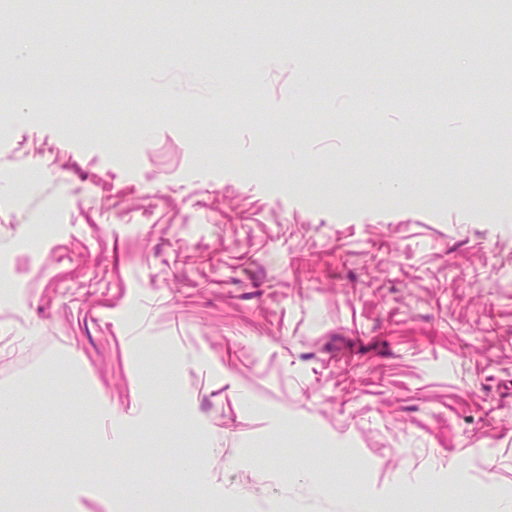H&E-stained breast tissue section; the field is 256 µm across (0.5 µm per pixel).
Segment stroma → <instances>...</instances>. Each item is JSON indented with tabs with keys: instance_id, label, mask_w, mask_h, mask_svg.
<instances>
[{
	"instance_id": "35a3bbf8",
	"label": "stroma",
	"mask_w": 512,
	"mask_h": 512,
	"mask_svg": "<svg viewBox=\"0 0 512 512\" xmlns=\"http://www.w3.org/2000/svg\"><path fill=\"white\" fill-rule=\"evenodd\" d=\"M227 42L174 0L43 37L48 65L0 92L100 82L139 64L152 118L29 98L0 112V402L20 411L5 480L70 476L73 512H155L168 485L190 512H512V136L484 131L460 175L448 126L410 138V113L304 128L292 95L314 73L334 102L378 74L512 85L410 33L345 16L303 22L288 0H208ZM261 79L265 136L227 119L224 87ZM200 103L181 121L163 98ZM402 136L400 167L385 164ZM396 175L415 195L377 198ZM191 461L190 469L175 459Z\"/></svg>"
}]
</instances>
